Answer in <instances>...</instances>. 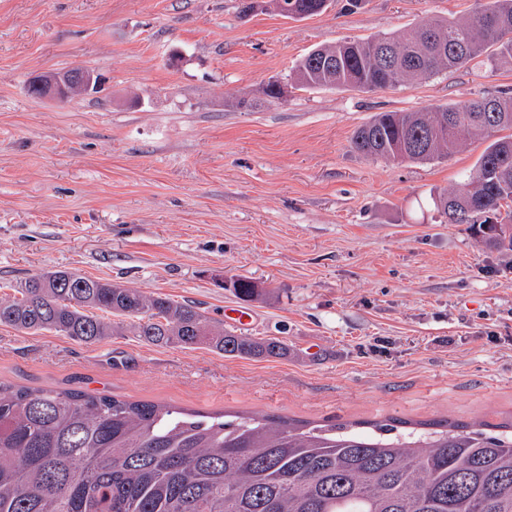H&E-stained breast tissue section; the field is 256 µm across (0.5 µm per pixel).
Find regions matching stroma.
<instances>
[{
    "label": "stroma",
    "mask_w": 512,
    "mask_h": 512,
    "mask_svg": "<svg viewBox=\"0 0 512 512\" xmlns=\"http://www.w3.org/2000/svg\"><path fill=\"white\" fill-rule=\"evenodd\" d=\"M346 3L293 20L241 0H0V298L70 270L290 347L248 360L0 325V380L310 420L512 416V251L431 200L484 143L431 164L350 146L375 113L512 92V64L482 56L378 92L293 88L316 47L458 20L480 0ZM72 68L103 90L28 94L32 77ZM272 81L283 98L265 95ZM238 277L260 296L236 297Z\"/></svg>",
    "instance_id": "stroma-1"
}]
</instances>
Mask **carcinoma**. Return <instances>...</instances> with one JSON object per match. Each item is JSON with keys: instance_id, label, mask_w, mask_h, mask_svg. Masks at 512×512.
Returning a JSON list of instances; mask_svg holds the SVG:
<instances>
[{"instance_id": "cac0c4a2", "label": "carcinoma", "mask_w": 512, "mask_h": 512, "mask_svg": "<svg viewBox=\"0 0 512 512\" xmlns=\"http://www.w3.org/2000/svg\"><path fill=\"white\" fill-rule=\"evenodd\" d=\"M303 19L327 0H273ZM512 61V0L398 36L343 40L299 60L297 88H392L486 51ZM491 109H486L487 103ZM487 146L459 187L433 198L448 224L512 251V94L425 112H382L352 149L427 164ZM493 212L497 223H487ZM0 299V325L84 343L130 331L155 346L280 358L274 338L236 335L195 306L68 271L27 278ZM0 512H512V421L400 418L317 424L259 411L206 412L84 390L0 382Z\"/></svg>"}]
</instances>
